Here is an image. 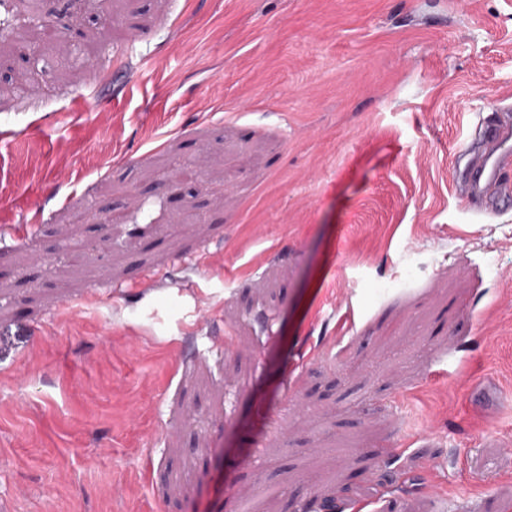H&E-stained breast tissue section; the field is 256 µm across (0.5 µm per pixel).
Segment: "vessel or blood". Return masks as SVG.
Instances as JSON below:
<instances>
[{"instance_id": "vessel-or-blood-1", "label": "vessel or blood", "mask_w": 512, "mask_h": 512, "mask_svg": "<svg viewBox=\"0 0 512 512\" xmlns=\"http://www.w3.org/2000/svg\"><path fill=\"white\" fill-rule=\"evenodd\" d=\"M482 109L484 115L476 125L482 147L470 150V158L456 188L461 197L481 199L490 205L496 198L512 194V184L502 178L503 168L512 161L505 153V144L512 139V129L488 120V113L496 109L494 103H484Z\"/></svg>"}]
</instances>
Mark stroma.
I'll return each mask as SVG.
<instances>
[{
	"mask_svg": "<svg viewBox=\"0 0 512 512\" xmlns=\"http://www.w3.org/2000/svg\"><path fill=\"white\" fill-rule=\"evenodd\" d=\"M0 512H512V0H0ZM187 165L202 178H179ZM477 130L482 148L468 150L465 144L462 146L461 151H468L470 158L456 188L461 197L484 200L486 211L493 212L494 200L511 193L510 184L502 178V169L509 163V155H505L504 145L511 137V130L510 126L494 124L480 116Z\"/></svg>",
	"mask_w": 512,
	"mask_h": 512,
	"instance_id": "35a3bbf8",
	"label": "stroma"
}]
</instances>
